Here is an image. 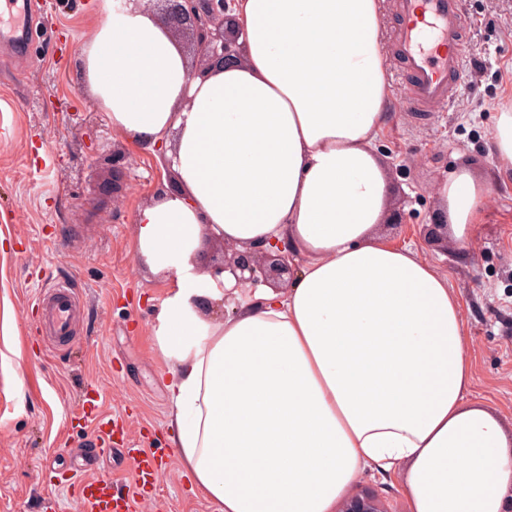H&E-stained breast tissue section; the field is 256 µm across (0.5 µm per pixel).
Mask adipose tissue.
Returning <instances> with one entry per match:
<instances>
[{"mask_svg": "<svg viewBox=\"0 0 512 512\" xmlns=\"http://www.w3.org/2000/svg\"><path fill=\"white\" fill-rule=\"evenodd\" d=\"M100 13L80 50L90 94L132 146L172 145L179 188L138 210L136 239L165 286L153 340L201 495L216 512H332L361 471L402 464L411 512H502L512 442L463 402L460 304L381 230V0H239L240 58L203 78L153 10ZM433 193L465 240L487 182L464 168ZM207 239L304 262L216 321L206 306L238 282L196 267Z\"/></svg>", "mask_w": 512, "mask_h": 512, "instance_id": "adipose-tissue-1", "label": "adipose tissue"}]
</instances>
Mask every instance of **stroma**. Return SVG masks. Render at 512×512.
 Listing matches in <instances>:
<instances>
[{
    "label": "stroma",
    "instance_id": "35a3bbf8",
    "mask_svg": "<svg viewBox=\"0 0 512 512\" xmlns=\"http://www.w3.org/2000/svg\"><path fill=\"white\" fill-rule=\"evenodd\" d=\"M22 53H0V512H74L70 461L85 433L69 417L89 384L102 408L128 412L127 431L167 463L138 512H216L197 495L172 443L168 365L152 336L164 297L140 256L138 209L174 186L158 151L130 145L92 100L80 49L99 0H31ZM471 24L462 91L443 112H413L401 78L376 147L393 186L383 231L446 276L462 312L472 381L468 404L495 408L512 434V174L497 166L496 125L512 103V0H465ZM462 167L489 184L466 243L440 224L431 187ZM67 278L85 300L70 355L39 351L38 284ZM386 512H410L402 472L358 475Z\"/></svg>",
    "mask_w": 512,
    "mask_h": 512
}]
</instances>
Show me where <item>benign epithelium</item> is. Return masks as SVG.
I'll return each mask as SVG.
<instances>
[{"mask_svg":"<svg viewBox=\"0 0 512 512\" xmlns=\"http://www.w3.org/2000/svg\"><path fill=\"white\" fill-rule=\"evenodd\" d=\"M162 3V19L175 33L185 36L197 55L194 74L206 73L238 59L236 40L226 37L224 23L236 0H155ZM232 272L240 283L265 282L279 287L290 278L292 265L284 245L255 246L240 251L224 246L214 275ZM340 512H385L373 492L362 489L348 497Z\"/></svg>","mask_w":512,"mask_h":512,"instance_id":"7a95c632","label":"benign epithelium"}]
</instances>
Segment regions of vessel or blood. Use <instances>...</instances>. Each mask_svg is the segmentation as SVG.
Returning a JSON list of instances; mask_svg holds the SVG:
<instances>
[{"instance_id":"vessel-or-blood-1","label":"vessel or blood","mask_w":512,"mask_h":512,"mask_svg":"<svg viewBox=\"0 0 512 512\" xmlns=\"http://www.w3.org/2000/svg\"><path fill=\"white\" fill-rule=\"evenodd\" d=\"M399 27L394 52L404 76V94L415 112H438L446 107L464 72L466 29L469 21L461 0H397ZM0 12L9 13L0 25V41L19 40L28 16L27 0H0ZM34 303L46 345L59 347L73 340L80 300L67 281L55 282L39 292ZM77 426L93 431L104 453L112 452V416L103 412L96 399H88L86 409L76 415ZM133 465L134 481L121 485L107 475L89 474V461L76 463L77 480L73 498L78 512H135L143 494L152 490L164 473L161 456L138 444L124 448Z\"/></svg>"}]
</instances>
